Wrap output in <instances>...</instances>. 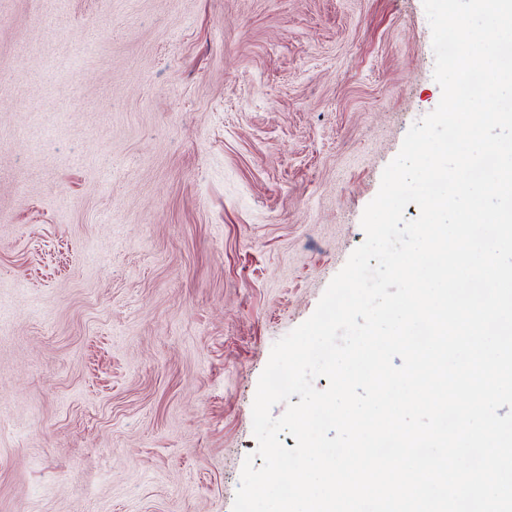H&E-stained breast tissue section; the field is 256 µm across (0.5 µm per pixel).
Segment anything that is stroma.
I'll list each match as a JSON object with an SVG mask.
<instances>
[{
    "mask_svg": "<svg viewBox=\"0 0 512 512\" xmlns=\"http://www.w3.org/2000/svg\"><path fill=\"white\" fill-rule=\"evenodd\" d=\"M434 65L423 0H0V512H232Z\"/></svg>",
    "mask_w": 512,
    "mask_h": 512,
    "instance_id": "1",
    "label": "stroma"
}]
</instances>
